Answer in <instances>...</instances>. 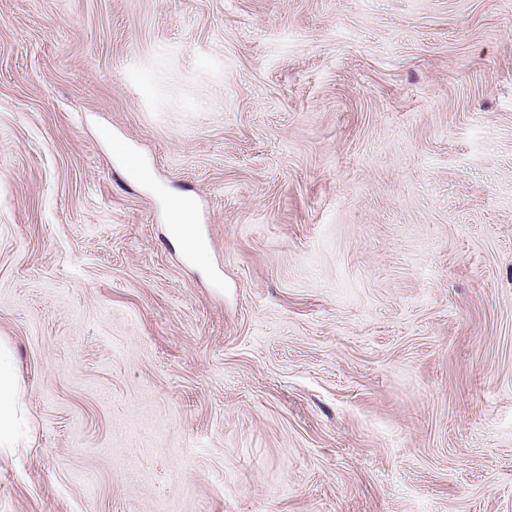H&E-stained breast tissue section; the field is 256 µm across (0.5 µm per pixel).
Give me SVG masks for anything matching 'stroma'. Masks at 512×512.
<instances>
[{
    "instance_id": "35a3bbf8",
    "label": "stroma",
    "mask_w": 512,
    "mask_h": 512,
    "mask_svg": "<svg viewBox=\"0 0 512 512\" xmlns=\"http://www.w3.org/2000/svg\"><path fill=\"white\" fill-rule=\"evenodd\" d=\"M0 344V512H512V0H0ZM18 390L15 381L14 366L0 346V455L8 454L17 442Z\"/></svg>"
}]
</instances>
